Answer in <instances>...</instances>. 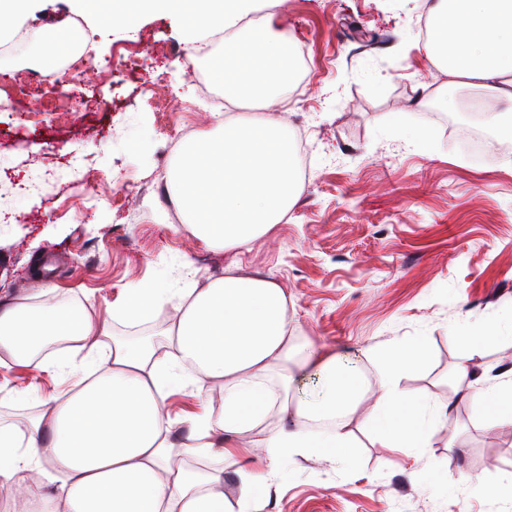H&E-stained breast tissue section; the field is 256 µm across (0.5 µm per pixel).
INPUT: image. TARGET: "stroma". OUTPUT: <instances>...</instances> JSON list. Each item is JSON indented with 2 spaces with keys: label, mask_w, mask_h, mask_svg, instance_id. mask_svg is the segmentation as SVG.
<instances>
[{
  "label": "stroma",
  "mask_w": 512,
  "mask_h": 512,
  "mask_svg": "<svg viewBox=\"0 0 512 512\" xmlns=\"http://www.w3.org/2000/svg\"><path fill=\"white\" fill-rule=\"evenodd\" d=\"M264 13L305 45L310 65L303 96L269 99L259 109L286 131L304 130L310 175L274 233L226 253L206 249L173 223L163 198L189 138L223 129L195 86L190 59L201 33L173 9L127 20L84 13L79 0H34V26L81 22L100 67L89 85L91 112L57 120L55 83L13 78L15 59L0 54V291L32 303L48 286L57 300L92 320L144 285L170 294L141 327L113 321L128 338L174 316L173 289L207 283L229 265L278 281L292 303L301 340L367 367L368 350L425 338L424 365L403 380L410 394L447 400L455 369L484 376L512 366V333L482 356L463 338L512 317V151L480 159L446 125L427 119L446 78L421 49L414 0H265ZM163 77L161 97L147 80ZM423 136L410 141V133ZM105 177L61 184L45 178L61 154ZM27 191H17L15 181ZM89 375L83 362L65 374L14 363L0 351V420L36 416L41 396L73 392ZM457 432L433 427L430 447L408 454L380 447L363 417L348 429L350 463L314 454L283 457L256 512H512V430L489 428L475 403L455 412ZM480 486L450 480L459 468Z\"/></svg>",
  "instance_id": "stroma-1"
}]
</instances>
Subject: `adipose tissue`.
Returning <instances> with one entry per match:
<instances>
[{
    "label": "adipose tissue",
    "instance_id": "obj_1",
    "mask_svg": "<svg viewBox=\"0 0 512 512\" xmlns=\"http://www.w3.org/2000/svg\"><path fill=\"white\" fill-rule=\"evenodd\" d=\"M178 8L189 27L204 31L237 26L246 0H82L98 14L133 17L158 4ZM423 50L449 84L484 89L512 104V0H433ZM288 39L272 17L251 22L241 39L226 43L228 63L213 78L225 99L260 103L288 94L291 70L282 68ZM174 322L162 331L171 349L160 363L153 343L113 337L97 323L53 299L31 305L0 298V350L24 366L64 371L73 356L53 360L43 350L68 338L79 343L99 373L76 394L43 399L38 416L19 426H0V503L8 490L39 500L45 512H252L277 477L283 454L306 452L346 461L353 446L349 420L367 413L380 447L425 448L431 427L453 422V401L437 406L401 387L425 360L418 339L380 358V386L370 390L357 367L328 350L301 341L288 318V293L257 274H229L202 287L178 291ZM465 397L478 401L493 423L512 426V371L490 381L469 376ZM320 380L315 398L293 400L301 374ZM220 387V408L200 405L185 420L188 434L175 440L163 392L175 385ZM281 414L282 425L269 419ZM265 449L268 468L239 466L236 505L224 497V471L190 469L194 457L235 456L242 439ZM39 470L42 482L27 474Z\"/></svg>",
    "mask_w": 512,
    "mask_h": 512
}]
</instances>
